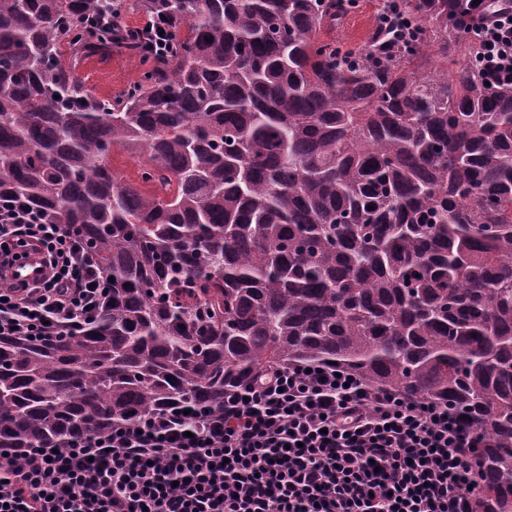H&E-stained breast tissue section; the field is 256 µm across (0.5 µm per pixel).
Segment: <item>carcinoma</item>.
Instances as JSON below:
<instances>
[{
    "label": "carcinoma",
    "instance_id": "carcinoma-1",
    "mask_svg": "<svg viewBox=\"0 0 512 512\" xmlns=\"http://www.w3.org/2000/svg\"><path fill=\"white\" fill-rule=\"evenodd\" d=\"M142 2L168 50L101 99L61 49L112 47L86 30L104 0H0V198L114 278L79 334L0 336V448L331 362L448 406L481 441L479 512H512V88L482 83L465 5L379 0L346 49L339 0ZM109 164L112 167V171L122 182L132 184L144 190L149 189L148 186H144L141 183L139 178V164L131 155L119 149H114L109 158Z\"/></svg>",
    "mask_w": 512,
    "mask_h": 512
}]
</instances>
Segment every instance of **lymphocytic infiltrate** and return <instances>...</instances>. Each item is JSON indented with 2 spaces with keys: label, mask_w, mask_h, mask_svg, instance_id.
<instances>
[{
  "label": "lymphocytic infiltrate",
  "mask_w": 512,
  "mask_h": 512,
  "mask_svg": "<svg viewBox=\"0 0 512 512\" xmlns=\"http://www.w3.org/2000/svg\"><path fill=\"white\" fill-rule=\"evenodd\" d=\"M465 2L483 81L512 84V0ZM32 243L50 274L0 288V336L79 331L108 291L86 246L0 200V273ZM478 446L447 406L291 364L227 392L220 414L162 410L0 453V512H477Z\"/></svg>",
  "instance_id": "1"
}]
</instances>
